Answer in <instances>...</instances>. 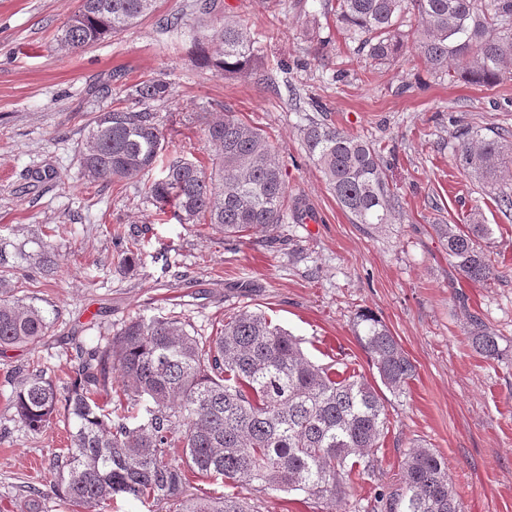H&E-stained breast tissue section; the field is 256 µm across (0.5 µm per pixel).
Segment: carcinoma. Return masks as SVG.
Wrapping results in <instances>:
<instances>
[{"instance_id":"1","label":"carcinoma","mask_w":512,"mask_h":512,"mask_svg":"<svg viewBox=\"0 0 512 512\" xmlns=\"http://www.w3.org/2000/svg\"><path fill=\"white\" fill-rule=\"evenodd\" d=\"M156 0H81L56 40L76 51L134 26ZM336 25L367 55L396 61L411 49L431 69L492 85L512 67V0H336ZM417 15L413 35L401 30ZM216 50L205 35L198 60L226 74L247 70L257 55L249 28L230 16L217 32ZM134 108H111L90 123L80 151L83 177L112 184L152 169L165 133L152 104L171 96L170 83L148 79L128 86ZM214 147L211 168L175 158L148 187L159 208H174L181 224H206L227 239L266 237L288 216V174L259 129L226 112L205 122ZM311 159L339 205L357 224L392 223L398 199L387 182L380 151L359 137L322 123L301 130ZM460 167L486 186L512 177V142L474 131L455 149ZM455 267L474 283L494 275L481 241L492 234L475 213L470 223L437 224ZM470 344L483 357L499 352L498 336L469 317ZM53 321L18 300L0 298V347L32 346ZM358 344L381 383L401 395L416 366L388 325L361 310L353 318ZM79 365L65 396L55 378L27 368L13 395L18 419L37 434L64 408L69 448L51 463L53 490L74 512H104L114 499L152 500L169 512H250L236 494H186L190 477L235 487L301 492L332 503L347 495L356 471L375 469L387 428L377 389L362 376L338 379L305 357L299 340L265 313L224 318L215 336L191 334L176 318L138 316L114 336L76 347ZM118 371L119 409L99 396ZM181 457L182 465L171 462ZM365 512H463L448 465L431 448L406 454L396 487H382Z\"/></svg>"}]
</instances>
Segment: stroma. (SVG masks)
I'll return each instance as SVG.
<instances>
[{
	"label": "stroma",
	"mask_w": 512,
	"mask_h": 512,
	"mask_svg": "<svg viewBox=\"0 0 512 512\" xmlns=\"http://www.w3.org/2000/svg\"><path fill=\"white\" fill-rule=\"evenodd\" d=\"M199 0H156L130 29L78 51L57 29L79 0H0V294L54 321L35 347L0 348V512H70L48 496L49 463L67 445L57 416L41 433L12 407L16 372L38 358L51 375L70 368L75 342L93 346L133 316L174 317L213 336L227 315L263 311L301 341L313 362L376 381L352 320L363 309L389 326L417 367L406 392L379 394L389 423L375 474L326 506L299 493L239 489L256 512H355L397 483L410 448L435 449L464 512H512V210L455 160L456 132L496 131L512 141V74L491 86L449 82L408 55L380 64L336 28L335 0H224L207 16L247 24L259 57L227 76L196 62ZM179 14L178 28L166 25ZM170 82L155 104L166 143L155 168L133 180L90 184L79 151L96 112L124 102L125 86ZM235 113L262 129L288 173V193L312 220L281 225L274 242H227L205 224L158 216L149 185L177 156L208 161L206 119ZM315 120L380 147L400 201L395 223H353L308 158L301 128ZM482 213L495 274L467 281L434 227ZM139 240L134 263L113 237ZM498 336V357L476 354L469 314Z\"/></svg>",
	"instance_id": "stroma-1"
}]
</instances>
